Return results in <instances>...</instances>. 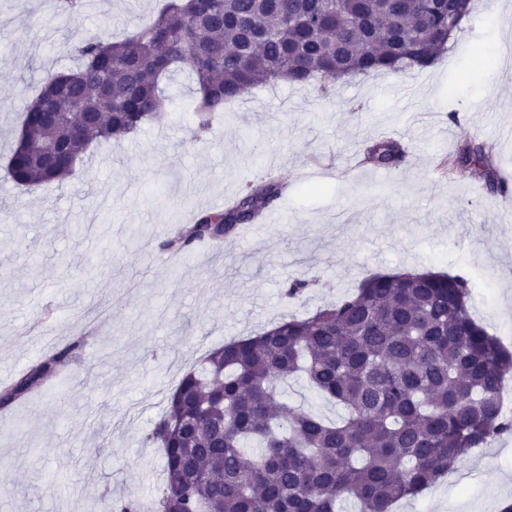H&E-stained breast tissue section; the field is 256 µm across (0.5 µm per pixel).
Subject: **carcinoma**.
Masks as SVG:
<instances>
[{
  "label": "carcinoma",
  "mask_w": 512,
  "mask_h": 512,
  "mask_svg": "<svg viewBox=\"0 0 512 512\" xmlns=\"http://www.w3.org/2000/svg\"><path fill=\"white\" fill-rule=\"evenodd\" d=\"M453 0H166L159 15L118 40L79 36L78 64L50 76L27 104L23 139L7 175L27 192L73 172L88 148L139 133L159 117L163 79L183 70L199 100L198 128L251 89L284 81L403 76L434 65L447 49ZM63 148L55 157L44 149ZM377 167L406 152L394 140L367 151ZM493 193L507 187L480 143L448 157ZM268 176L220 212L200 211L163 247L186 252L222 242L282 196ZM469 284L440 271L366 277L356 292L303 319L211 350L171 393L149 439L162 448L166 487L154 512H391L457 468L473 448L512 430L500 389L512 352L469 310ZM69 350L45 355L0 390V408L56 376ZM303 375L346 416L327 423L288 406L280 385ZM255 445L259 453L246 448ZM98 512H140L102 499Z\"/></svg>",
  "instance_id": "carcinoma-1"
}]
</instances>
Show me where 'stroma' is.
<instances>
[{
  "label": "stroma",
  "mask_w": 512,
  "mask_h": 512,
  "mask_svg": "<svg viewBox=\"0 0 512 512\" xmlns=\"http://www.w3.org/2000/svg\"><path fill=\"white\" fill-rule=\"evenodd\" d=\"M161 0H0V387L47 351L75 344L62 373L0 409V512H91L121 496L149 506L164 456L148 435L206 352L341 300L402 269L466 278L470 312L512 350V199L466 169V137L512 175V0L476 9L432 67L406 76L252 89L199 131L195 85L174 73L158 122L95 146L71 177L26 193L6 173L26 105L74 66L73 35L108 38L154 18ZM407 147L395 169L372 141ZM274 173L288 193L264 220L175 253L171 226ZM305 281L302 294L286 292ZM291 405L327 421L340 407L304 379ZM512 502V433L394 512H500Z\"/></svg>",
  "instance_id": "obj_1"
}]
</instances>
